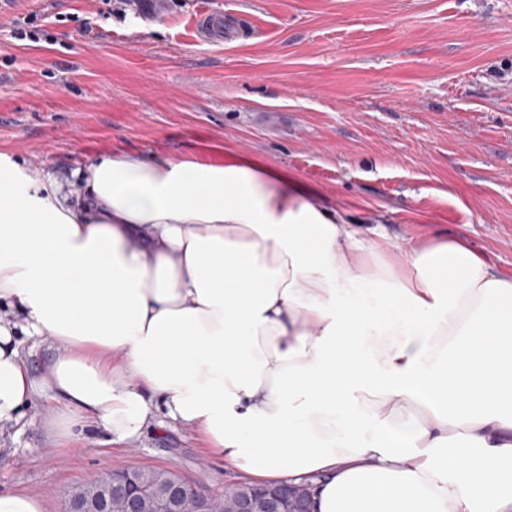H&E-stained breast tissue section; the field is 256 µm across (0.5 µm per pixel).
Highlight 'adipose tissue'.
I'll use <instances>...</instances> for the list:
<instances>
[{"mask_svg":"<svg viewBox=\"0 0 512 512\" xmlns=\"http://www.w3.org/2000/svg\"><path fill=\"white\" fill-rule=\"evenodd\" d=\"M78 176L0 155V430L41 394L58 435L126 444L160 407L315 512H512V273L230 152ZM26 339L59 346L43 376Z\"/></svg>","mask_w":512,"mask_h":512,"instance_id":"ef3b65f1","label":"adipose tissue"}]
</instances>
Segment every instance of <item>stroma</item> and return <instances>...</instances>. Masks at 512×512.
Here are the masks:
<instances>
[{"label": "stroma", "instance_id": "stroma-1", "mask_svg": "<svg viewBox=\"0 0 512 512\" xmlns=\"http://www.w3.org/2000/svg\"><path fill=\"white\" fill-rule=\"evenodd\" d=\"M221 15L222 32L194 33ZM34 17L24 39L13 30ZM287 172L360 230L467 240L512 273V0H12L0 12V154L61 177L120 151ZM34 399L0 431V493L62 512L123 467L220 495L240 472L157 413L134 442L59 447Z\"/></svg>", "mask_w": 512, "mask_h": 512}]
</instances>
